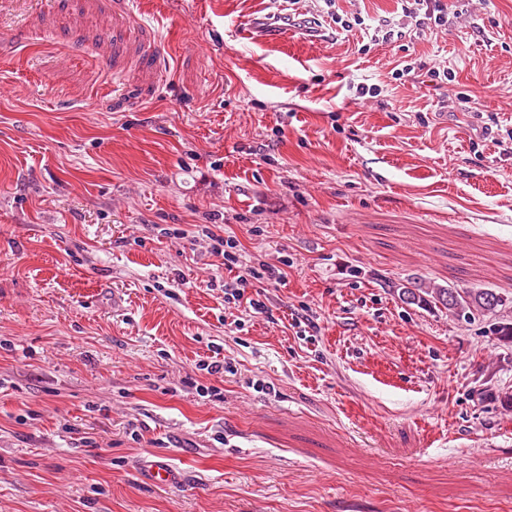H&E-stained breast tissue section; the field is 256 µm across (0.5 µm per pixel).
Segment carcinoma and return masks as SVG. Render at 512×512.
Listing matches in <instances>:
<instances>
[{"label": "carcinoma", "mask_w": 512, "mask_h": 512, "mask_svg": "<svg viewBox=\"0 0 512 512\" xmlns=\"http://www.w3.org/2000/svg\"><path fill=\"white\" fill-rule=\"evenodd\" d=\"M402 296L410 304L438 303L458 317L473 310L496 314L508 303L502 293L487 288H406Z\"/></svg>", "instance_id": "obj_1"}]
</instances>
